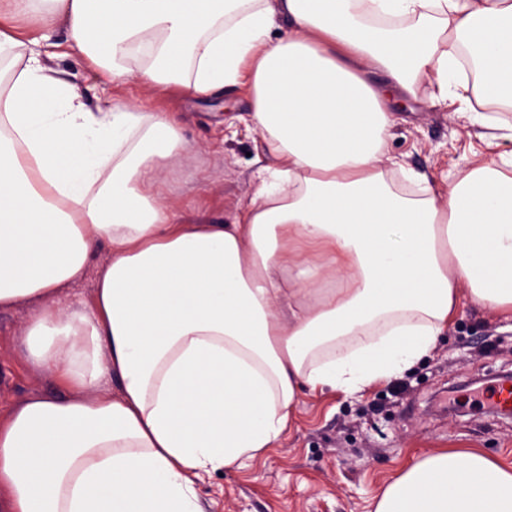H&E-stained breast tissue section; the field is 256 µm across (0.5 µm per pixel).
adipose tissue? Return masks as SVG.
Instances as JSON below:
<instances>
[{
  "mask_svg": "<svg viewBox=\"0 0 512 512\" xmlns=\"http://www.w3.org/2000/svg\"><path fill=\"white\" fill-rule=\"evenodd\" d=\"M60 25L114 89L248 79L252 204L179 223L165 176L196 145L172 113L90 106L30 35ZM463 50L512 104V0H0V309L27 308L31 359L69 390L0 422L8 512H202L196 481L275 445L300 395L401 375L462 300L512 319V151L444 196L386 154L392 101L447 95ZM92 267L93 302L62 304ZM374 512H512V465L428 454Z\"/></svg>",
  "mask_w": 512,
  "mask_h": 512,
  "instance_id": "adipose-tissue-1",
  "label": "adipose tissue"
}]
</instances>
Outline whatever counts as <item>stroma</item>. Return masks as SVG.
<instances>
[{
    "label": "stroma",
    "instance_id": "obj_1",
    "mask_svg": "<svg viewBox=\"0 0 512 512\" xmlns=\"http://www.w3.org/2000/svg\"><path fill=\"white\" fill-rule=\"evenodd\" d=\"M405 104L388 140L390 155L427 175L440 191L483 150V126L471 113L501 112L473 94L431 95ZM126 101L140 111L166 109L184 136L203 151L166 180L169 204L183 224H218L248 205L267 159L249 123L251 94L227 87L206 98L159 96L129 80ZM25 309L0 311V419L38 393H59L22 347ZM512 373V320L462 301L435 350L411 371L357 396L325 392L301 396L295 419L279 443L242 468L210 473L195 490L203 512H371L375 496L411 460L437 450H477L512 464V416L484 402L489 386Z\"/></svg>",
    "mask_w": 512,
    "mask_h": 512
}]
</instances>
